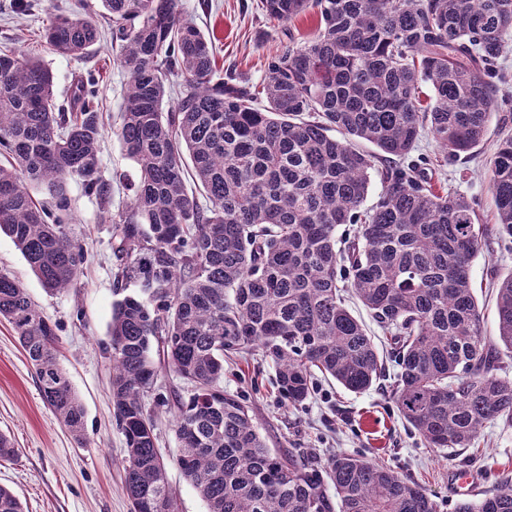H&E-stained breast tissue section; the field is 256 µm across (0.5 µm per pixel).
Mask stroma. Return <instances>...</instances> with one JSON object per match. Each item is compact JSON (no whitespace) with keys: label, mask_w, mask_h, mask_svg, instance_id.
I'll list each match as a JSON object with an SVG mask.
<instances>
[{"label":"stroma","mask_w":512,"mask_h":512,"mask_svg":"<svg viewBox=\"0 0 512 512\" xmlns=\"http://www.w3.org/2000/svg\"><path fill=\"white\" fill-rule=\"evenodd\" d=\"M257 3L179 0L183 16L211 39L217 67L252 83L264 78L270 54L289 39L306 38L318 24L312 12L287 23L268 21ZM80 10V0H30L25 11L15 10L13 0H0V46L37 53L54 74L57 100L67 99L76 77L94 78L102 100L103 168L112 180V197L105 205L81 183L67 185L71 235L86 252L75 289L56 295L46 292L12 240L0 235V272L19 280L54 326L59 362L84 407L88 437L87 445H78L44 403L25 352L10 325L0 322V432L11 436L18 450L14 460L0 461V486L19 497L26 512H131L123 491L124 437L112 416L109 393L112 352L108 325L120 262L113 250L112 226L105 220L106 215L129 205L125 182L136 174L135 162L114 134L127 76L114 63L112 23L105 13L96 16L101 37L84 58L59 55L39 41L49 15H72ZM499 136L498 123H491L478 155L437 168L434 175L438 188L475 200L482 224L496 221L485 162ZM490 269L502 277L511 274L512 249L490 242L473 268L484 333L493 337L497 334V309L496 297L487 288ZM273 378L271 364L257 352L224 364L225 390L248 402L253 423L268 448H290L320 460L338 451L366 454L419 482L436 497L441 512H454L458 501L448 482L452 469L478 473L479 489L484 492L494 486L499 469L512 466V427L488 425L483 457L474 461L466 449L425 447L400 418L387 383L352 393L323 381L311 399L293 408L283 405ZM176 384L173 376H159L148 405L155 416L159 449L170 462L168 478L179 512H206L198 492L171 463L178 441L173 414L164 399Z\"/></svg>","instance_id":"1"}]
</instances>
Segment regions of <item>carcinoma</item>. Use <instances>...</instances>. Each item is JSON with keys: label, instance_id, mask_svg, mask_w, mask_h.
<instances>
[{"label": "carcinoma", "instance_id": "1", "mask_svg": "<svg viewBox=\"0 0 512 512\" xmlns=\"http://www.w3.org/2000/svg\"><path fill=\"white\" fill-rule=\"evenodd\" d=\"M99 2L127 74L116 135L137 166L130 205L109 217L123 266L108 330L134 512H178L145 402L160 374L156 354L191 387L186 397L170 392L174 463L207 512H440L418 483L365 456L338 452L314 466L271 451L247 403L224 390V358L261 350L293 407L320 377L368 391L391 358V399L427 448H472L488 424L512 426L503 358L512 353V274L490 272L495 340L483 333L473 281L488 238L512 239V134L487 161L492 226L477 223L472 199L437 190L429 159L413 158L425 134L442 167L481 144L508 100L497 62L512 39V0H261L270 20L313 11L319 24L270 57L260 90L217 69L211 40L182 18L178 0ZM41 37L59 55L85 54L99 40L88 0L80 13L50 18ZM172 74L181 84L166 111ZM423 82L433 91L426 105ZM99 112L92 79L58 105L42 58L0 49V233L52 294L77 287L85 262L63 219L67 182L111 196ZM336 128L343 138L330 135ZM385 158L382 191L363 211ZM346 224L356 225L351 239L339 235ZM349 292L390 334L388 353L350 312ZM2 320L44 402L84 442L85 411L53 326L23 284L0 273ZM0 512H25L5 487ZM455 512H512V474Z\"/></svg>", "mask_w": 512, "mask_h": 512}]
</instances>
